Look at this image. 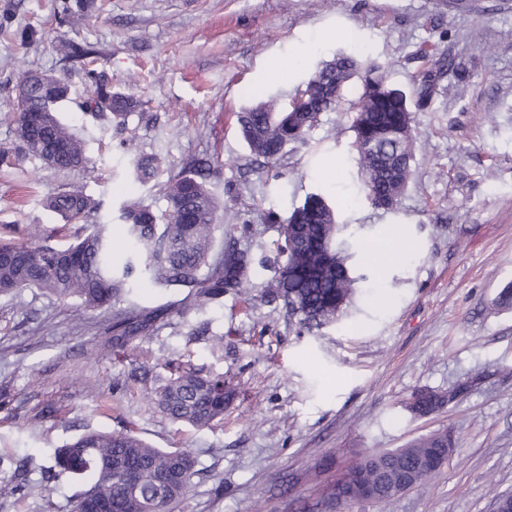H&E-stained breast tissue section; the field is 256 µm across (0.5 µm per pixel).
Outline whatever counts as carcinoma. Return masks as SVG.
Returning a JSON list of instances; mask_svg holds the SVG:
<instances>
[{
	"label": "carcinoma",
	"mask_w": 512,
	"mask_h": 512,
	"mask_svg": "<svg viewBox=\"0 0 512 512\" xmlns=\"http://www.w3.org/2000/svg\"><path fill=\"white\" fill-rule=\"evenodd\" d=\"M95 8V0H62L60 23L76 26ZM97 55L90 45L68 43L71 59ZM453 69V59L436 58L406 93L386 84L381 65L365 67L353 55L338 54L317 68L286 105L258 101L237 113L239 131L253 156L275 166L288 145L306 143L321 114L339 106L349 83L359 78L361 90L350 103L353 146L367 198L378 208L392 209L412 175L414 113L430 107L436 77ZM85 78L86 93L77 103L81 111L92 108L96 114L108 112L116 119L135 111L137 102L112 90L103 73L90 69ZM69 95L66 77L26 72L18 85L15 134L22 150L48 167L85 170L83 140L56 117L58 106ZM132 164L140 184L154 181L160 173L159 160L152 154L138 153ZM211 169L212 162L202 159L168 178L163 184L167 201L163 212L133 198L123 203L125 259L120 265L113 264L115 244L103 225L65 246L1 241L0 294L36 288L58 299L75 298L84 309L96 311L112 307L130 283L144 277L154 284L188 288L200 302L228 291L246 292L247 252L230 245L218 253L214 250L221 214L207 184ZM44 206L68 222H79L97 203L80 190H61L47 196ZM280 223L284 230L277 241L275 275L262 286L260 296L282 300L300 334L336 323L359 281L349 264V245L341 238L336 208L323 195L311 193ZM148 328L146 319L120 315L112 325L109 343L122 349L133 333ZM233 395L234 389L222 377L180 370L161 388L154 403L173 421L207 427L223 418ZM415 397L411 411L426 416L455 393L420 391ZM450 447V433L438 431L403 448L358 458L350 468L352 482L341 491L343 500H332L330 512H337L344 503L363 501L368 489L375 491L373 501L390 503L405 481L419 484L435 476ZM54 459L59 473L88 479L76 495L72 512H95L100 503L112 504V512H146L162 478L179 469L181 481L165 485L155 504L161 512H172L188 493L195 467L192 452L153 448L127 430L85 433L56 449Z\"/></svg>",
	"instance_id": "obj_1"
}]
</instances>
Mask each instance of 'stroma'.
<instances>
[{"label": "stroma", "mask_w": 512, "mask_h": 512, "mask_svg": "<svg viewBox=\"0 0 512 512\" xmlns=\"http://www.w3.org/2000/svg\"><path fill=\"white\" fill-rule=\"evenodd\" d=\"M466 2L97 0L69 28L58 23L59 0H21L13 27L37 30L38 40L0 34V148L18 146L22 73L64 74L71 94L59 118L82 133L94 173L21 153L0 168V239L23 241L36 227L69 241L97 224L118 235L124 199L167 205L159 185L133 180L136 153L156 155L167 176L205 154L224 232L252 257L249 288L274 274L278 218L316 190L339 205L360 281L335 325L302 336L280 302L247 304L232 292L198 304L184 288L143 281L114 309L92 313L36 290L0 295V481L19 474L47 488L42 498H0V512H71L83 483L52 476L55 449L123 428L152 447L193 452L176 512H322L359 456L443 430L453 451L436 476L349 512H493L512 494V309L492 304L512 282V0ZM69 41L101 54L64 58ZM424 49L462 61L469 76L461 83L446 72L430 108L415 113L412 176L395 209L375 208L363 192L348 107L358 85L277 167L256 161L238 133L236 114L253 98L288 101L336 53L384 64L388 84L407 91ZM89 68L136 100L126 121L79 111ZM73 189L98 204L83 221L43 206ZM386 239L413 250L370 264L362 243ZM118 310L157 320L114 351L105 343ZM178 365L236 387L222 422L197 428L159 411L156 393ZM454 388L459 396L430 415L408 408L415 392Z\"/></svg>", "instance_id": "stroma-1"}]
</instances>
